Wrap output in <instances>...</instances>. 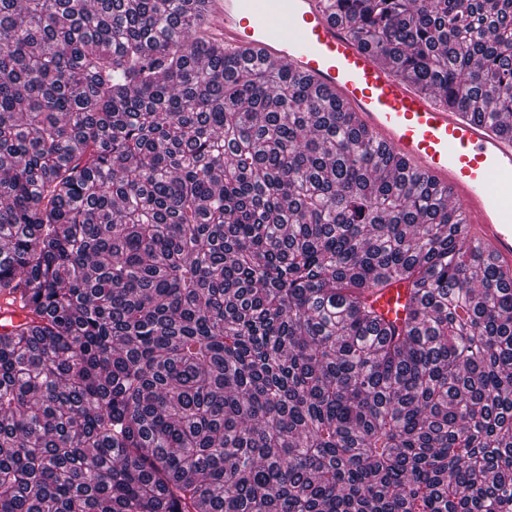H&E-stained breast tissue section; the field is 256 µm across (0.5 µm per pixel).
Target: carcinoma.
Returning <instances> with one entry per match:
<instances>
[{"mask_svg":"<svg viewBox=\"0 0 512 512\" xmlns=\"http://www.w3.org/2000/svg\"><path fill=\"white\" fill-rule=\"evenodd\" d=\"M330 8L512 133V0ZM205 12L0 0V512H512V285ZM410 298L408 287L405 283H392L380 294L374 305L387 321L403 322L405 312L402 305Z\"/></svg>","mask_w":512,"mask_h":512,"instance_id":"1","label":"carcinoma"}]
</instances>
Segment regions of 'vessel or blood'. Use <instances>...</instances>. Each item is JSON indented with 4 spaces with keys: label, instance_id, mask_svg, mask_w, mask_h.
<instances>
[{
    "label": "vessel or blood",
    "instance_id": "1",
    "mask_svg": "<svg viewBox=\"0 0 512 512\" xmlns=\"http://www.w3.org/2000/svg\"><path fill=\"white\" fill-rule=\"evenodd\" d=\"M211 32L225 47L249 51L269 67H287L336 95L380 145L410 172L446 187L470 239L512 280V137L448 107L380 55L361 47L326 0H207ZM410 294L396 282L375 306L403 319Z\"/></svg>",
    "mask_w": 512,
    "mask_h": 512
}]
</instances>
